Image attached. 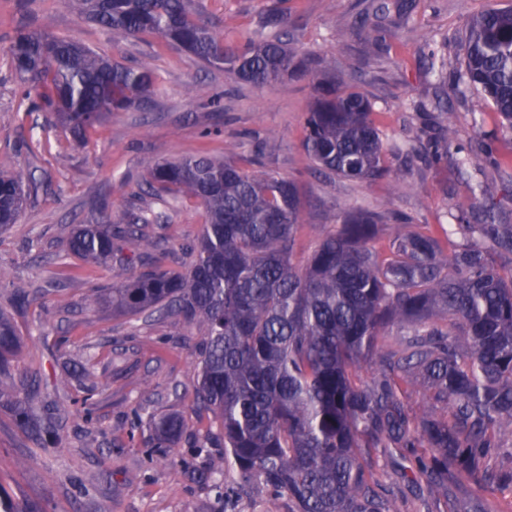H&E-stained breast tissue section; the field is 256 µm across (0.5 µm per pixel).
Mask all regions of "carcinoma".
Segmentation results:
<instances>
[{"instance_id":"obj_1","label":"carcinoma","mask_w":512,"mask_h":512,"mask_svg":"<svg viewBox=\"0 0 512 512\" xmlns=\"http://www.w3.org/2000/svg\"><path fill=\"white\" fill-rule=\"evenodd\" d=\"M109 34L156 36L255 86L310 77L315 95L305 120L303 148L312 174L400 185L410 167L392 168L373 105L356 86L324 78L327 65L291 46L288 18L269 15L276 34L260 42L224 40L195 16L194 0H73ZM354 34L382 45L387 30L360 21ZM465 69L451 84L473 87L512 130V3H490L474 14L464 39ZM12 64L28 77L45 106L84 140L112 112L146 109L154 81L146 64L125 66L89 48L38 30L19 32L8 47ZM443 54L426 69L440 78ZM442 140L458 134L448 100ZM471 148L457 155L438 148L436 165L461 171ZM149 192L171 205L196 200L206 212L203 232L182 246L184 270L167 267L168 239L153 227L163 212L132 207L112 219L76 224L61 242L66 256L113 271L110 288L92 286L83 304L114 315L150 312L194 326V405L220 424L205 444L221 448L199 477L219 485L233 465L247 483L273 492L268 512H400L381 483L377 451L394 448L416 461L430 493L448 498V512H486L485 493L512 485V461L494 467L502 438L512 435V270L499 257L512 252V224H470L459 218L460 241L443 255L435 237L412 229L406 216L357 208L339 216L336 232L296 262L298 231L309 200L294 181L256 173L207 154L154 160L146 167ZM22 169L0 171V229L18 223L29 192ZM144 268L131 273L134 263ZM17 305L38 301L0 277ZM412 326L400 348L386 331ZM467 341L470 349H462ZM14 319L0 310V370L25 362ZM370 372L365 380L362 370ZM41 368L24 367L0 407L40 442L55 432L61 408L31 403ZM85 375L66 366L63 387ZM419 376L431 406L414 415L402 394ZM145 445L174 451L188 430L180 414L140 424Z\"/></svg>"}]
</instances>
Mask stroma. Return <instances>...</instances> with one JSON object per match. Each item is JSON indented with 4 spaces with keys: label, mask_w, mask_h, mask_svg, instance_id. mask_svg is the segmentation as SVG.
<instances>
[{
    "label": "stroma",
    "mask_w": 512,
    "mask_h": 512,
    "mask_svg": "<svg viewBox=\"0 0 512 512\" xmlns=\"http://www.w3.org/2000/svg\"><path fill=\"white\" fill-rule=\"evenodd\" d=\"M379 0H199L204 19L225 39L264 37L260 16L270 10L287 16L294 44L326 59L335 80L362 86L384 131L422 138L417 106L435 97L438 80L425 70L430 51H444L449 72L463 63V36L470 15L487 0H417L399 19L386 49L356 40L351 27L372 14ZM38 27L80 42L124 65L146 63L156 83L149 109L112 113L84 142H77L55 115L39 108L37 97L13 70L6 53L17 31ZM314 94L311 81L253 86L153 36H112L84 18L72 0H0V170L22 168L39 185L20 223L0 230V273L14 281L44 286L41 303L15 318L28 347V361L42 364V391L54 392L62 362L91 363L109 387L95 397L85 417L78 387L62 393L69 413L58 437L35 442L0 410V496L18 507L42 512H265L269 496L244 483L236 468L225 467L221 487L199 484L187 474L207 464L201 442L216 432L211 414L194 410L195 327L167 317L159 320L114 317L83 307L85 282L112 285V273L90 268L73 257L55 255L73 225L109 215L129 205L165 210L172 249L197 238L205 212L194 201L164 207L143 191L149 161L177 159L200 151L240 163L262 150L266 169L299 180L311 200L303 215L298 260L334 233L338 215L353 207L410 215L420 231L442 236L451 214L472 215L480 184L494 221L512 222V131L479 95L450 96L449 109L460 131L458 144L491 139L497 158L474 157L464 173L416 162L406 184L391 191L388 182L315 178L301 141ZM178 412L190 428L176 454L163 466L156 449L130 439L138 418ZM380 480L403 492L406 512H447L444 500L415 483L414 461L390 448L378 451Z\"/></svg>",
    "instance_id": "1"
}]
</instances>
